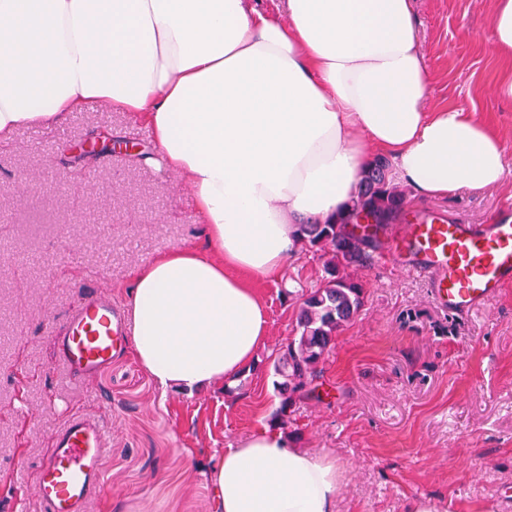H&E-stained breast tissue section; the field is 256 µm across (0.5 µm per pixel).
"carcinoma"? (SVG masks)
Wrapping results in <instances>:
<instances>
[{
  "label": "carcinoma",
  "instance_id": "1",
  "mask_svg": "<svg viewBox=\"0 0 512 512\" xmlns=\"http://www.w3.org/2000/svg\"><path fill=\"white\" fill-rule=\"evenodd\" d=\"M388 168L387 159L380 157L374 161L352 205L354 216L367 211L382 228L401 217L405 200L388 181ZM299 231L312 244L327 247L329 278L321 287L299 295L296 336L273 364L275 374L284 378L274 383L280 397L275 418L282 421L288 416L293 395L302 393L308 381L321 373L319 364L331 348L336 332L362 307V284L338 276L339 268L365 265L370 259L368 250L375 249L365 240L355 238L345 222L302 224Z\"/></svg>",
  "mask_w": 512,
  "mask_h": 512
}]
</instances>
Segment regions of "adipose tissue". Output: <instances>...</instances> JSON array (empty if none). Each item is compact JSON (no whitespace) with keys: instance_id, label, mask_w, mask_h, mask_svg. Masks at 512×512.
I'll return each instance as SVG.
<instances>
[{"instance_id":"adipose-tissue-1","label":"adipose tissue","mask_w":512,"mask_h":512,"mask_svg":"<svg viewBox=\"0 0 512 512\" xmlns=\"http://www.w3.org/2000/svg\"><path fill=\"white\" fill-rule=\"evenodd\" d=\"M0 0V142L104 104L148 127L156 167L192 191L206 250L136 269L131 347L161 395L234 381L270 336L264 281L303 224L347 218L372 162L417 199L499 185L502 139L427 108L413 0ZM490 46L508 65L512 0ZM213 512H336L345 469L271 424L212 457Z\"/></svg>"}]
</instances>
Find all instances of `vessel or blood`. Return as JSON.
Returning <instances> with one entry per match:
<instances>
[{"label": "vessel or blood", "mask_w": 512, "mask_h": 512, "mask_svg": "<svg viewBox=\"0 0 512 512\" xmlns=\"http://www.w3.org/2000/svg\"><path fill=\"white\" fill-rule=\"evenodd\" d=\"M387 259L423 277L435 304L462 317L512 284V209L486 224H469L432 209L413 213L390 237ZM128 336L124 313L111 298L88 299L54 336L66 374L92 377ZM107 427L72 413L51 438V448L31 473L34 512H87L102 491Z\"/></svg>", "instance_id": "vessel-or-blood-1"}]
</instances>
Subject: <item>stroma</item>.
Segmentation results:
<instances>
[{
  "label": "stroma",
  "mask_w": 512,
  "mask_h": 512,
  "mask_svg": "<svg viewBox=\"0 0 512 512\" xmlns=\"http://www.w3.org/2000/svg\"><path fill=\"white\" fill-rule=\"evenodd\" d=\"M493 9L415 0L430 106L466 108L503 141L498 186L429 203L471 224L512 206V102L493 92L503 71L489 44ZM102 136L136 150L75 156ZM152 150L147 127L103 105L0 148V512H15L26 469L70 411L112 426L106 491L89 512H212L210 457L279 406L273 363L294 334L296 292L325 278L324 256L308 245L263 284L270 341L234 385L160 399L126 347L91 380H61L52 336L86 296L126 306L136 267L203 242L189 188L144 162ZM347 273L363 285V306L282 427L345 465L336 512H404L411 498L445 512H512V285L455 317L420 277L380 259Z\"/></svg>",
  "instance_id": "1"
}]
</instances>
